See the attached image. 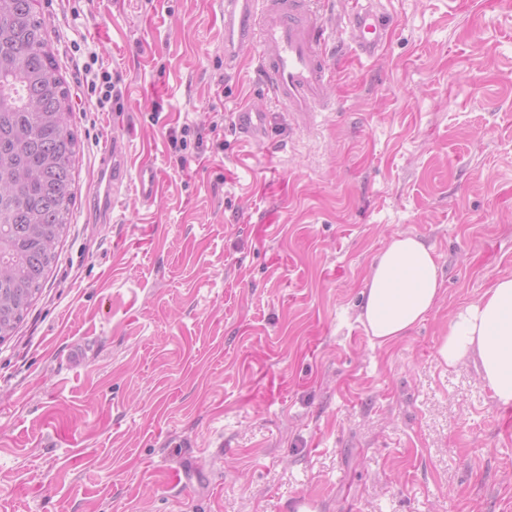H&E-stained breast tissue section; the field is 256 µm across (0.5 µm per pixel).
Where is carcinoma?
Listing matches in <instances>:
<instances>
[{
  "mask_svg": "<svg viewBox=\"0 0 512 512\" xmlns=\"http://www.w3.org/2000/svg\"><path fill=\"white\" fill-rule=\"evenodd\" d=\"M36 0H0V342L58 261L81 144Z\"/></svg>",
  "mask_w": 512,
  "mask_h": 512,
  "instance_id": "1",
  "label": "carcinoma"
}]
</instances>
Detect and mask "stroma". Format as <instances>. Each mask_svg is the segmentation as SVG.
I'll list each match as a JSON object with an SVG mask.
<instances>
[{"instance_id": "stroma-1", "label": "stroma", "mask_w": 512, "mask_h": 512, "mask_svg": "<svg viewBox=\"0 0 512 512\" xmlns=\"http://www.w3.org/2000/svg\"><path fill=\"white\" fill-rule=\"evenodd\" d=\"M38 3L81 157L59 263L0 343V512H512V407L436 356L512 275V0H383L374 60L326 0L337 77L311 128L269 106L255 48L225 69L216 0ZM81 40L116 85L96 119ZM243 106L269 113L261 145ZM217 115L219 137L171 149ZM117 127L160 195L103 224ZM397 234L445 284L381 347L358 314ZM267 112L243 106L233 114L235 129L246 141L257 142L264 135Z\"/></svg>"}]
</instances>
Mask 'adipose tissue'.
Listing matches in <instances>:
<instances>
[{
    "label": "adipose tissue",
    "mask_w": 512,
    "mask_h": 512,
    "mask_svg": "<svg viewBox=\"0 0 512 512\" xmlns=\"http://www.w3.org/2000/svg\"><path fill=\"white\" fill-rule=\"evenodd\" d=\"M442 292L433 247L416 235L392 236L365 280L359 320L377 344L395 342L435 309ZM437 357L448 366L474 360L497 403L512 406V275L457 311Z\"/></svg>",
    "instance_id": "adipose-tissue-1"
}]
</instances>
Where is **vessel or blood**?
<instances>
[{"label":"vessel or blood","instance_id":"obj_1","mask_svg":"<svg viewBox=\"0 0 512 512\" xmlns=\"http://www.w3.org/2000/svg\"><path fill=\"white\" fill-rule=\"evenodd\" d=\"M349 39L361 57H374L388 39L380 0H349ZM224 14V66L234 68L243 46L258 49L259 70L268 98L295 115L313 118L328 109L326 88L335 81V68L325 37L321 0H221ZM267 123L265 111L241 107L233 124L245 140L259 141ZM135 184H128V177ZM143 206H151L159 195V176L154 166L132 165L127 140L113 135L112 143L98 163L93 186L103 206L102 223L112 221L127 186Z\"/></svg>","mask_w":512,"mask_h":512}]
</instances>
